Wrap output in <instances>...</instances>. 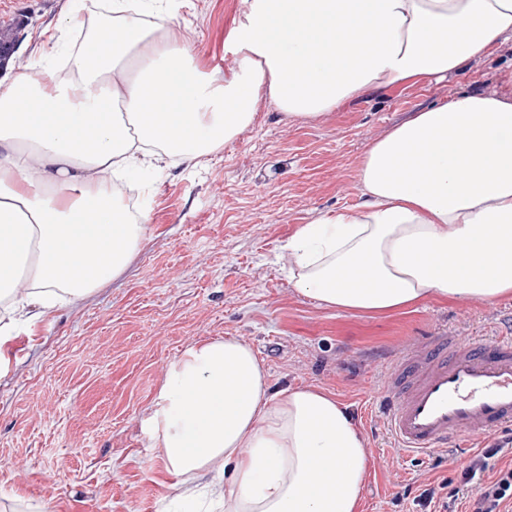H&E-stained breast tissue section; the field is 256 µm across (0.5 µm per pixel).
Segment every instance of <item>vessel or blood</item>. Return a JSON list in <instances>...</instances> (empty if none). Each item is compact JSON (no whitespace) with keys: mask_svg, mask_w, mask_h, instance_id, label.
Masks as SVG:
<instances>
[{"mask_svg":"<svg viewBox=\"0 0 512 512\" xmlns=\"http://www.w3.org/2000/svg\"><path fill=\"white\" fill-rule=\"evenodd\" d=\"M372 398L405 455L493 437L512 425V336L440 333L427 350L400 356Z\"/></svg>","mask_w":512,"mask_h":512,"instance_id":"obj_1","label":"vessel or blood"}]
</instances>
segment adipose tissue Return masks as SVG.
<instances>
[{"instance_id": "ef3b65f1", "label": "adipose tissue", "mask_w": 512, "mask_h": 512, "mask_svg": "<svg viewBox=\"0 0 512 512\" xmlns=\"http://www.w3.org/2000/svg\"><path fill=\"white\" fill-rule=\"evenodd\" d=\"M226 43L237 66L211 84L163 0H110L63 69L0 81V372L24 307L80 296L122 272L148 231L110 175L145 158L191 161L253 123L262 96L314 118L410 79H441L512 30V0H244ZM112 39H105V32ZM373 40L355 52L365 33ZM368 197L298 227L289 281L323 306L390 314L429 299L512 295V103L480 93L416 112L363 156ZM98 260L82 275L63 261ZM29 262L33 288L14 293ZM143 427L170 474L211 475L180 512H361L366 441L323 389L271 394L252 348L190 346Z\"/></svg>"}]
</instances>
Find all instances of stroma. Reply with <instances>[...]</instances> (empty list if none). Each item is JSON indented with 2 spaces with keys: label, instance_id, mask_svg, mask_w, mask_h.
Segmentation results:
<instances>
[{
  "label": "stroma",
  "instance_id": "1",
  "mask_svg": "<svg viewBox=\"0 0 512 512\" xmlns=\"http://www.w3.org/2000/svg\"><path fill=\"white\" fill-rule=\"evenodd\" d=\"M74 2L0 0V24L19 27L21 38L5 74L64 60L81 34L65 25ZM172 7L207 78L223 84L235 64L225 37L242 0ZM54 35L63 44L56 53ZM509 68L512 31L443 80L375 90L316 118L284 116L266 100L219 151L133 180L151 227L124 270L18 323L0 372V512H173L175 496H196L209 475L169 474L142 422L169 364L193 344L226 337L254 349L271 393L321 388L346 408L372 463L363 512H426L415 499L427 479L445 482L456 512H468L475 487L462 469L489 441H468L459 458L440 449L399 456L365 400L396 357L441 331L512 334V297L344 313L298 293L280 255L300 225L364 203L357 169L374 142L465 91L512 100L501 82Z\"/></svg>",
  "mask_w": 512,
  "mask_h": 512
}]
</instances>
